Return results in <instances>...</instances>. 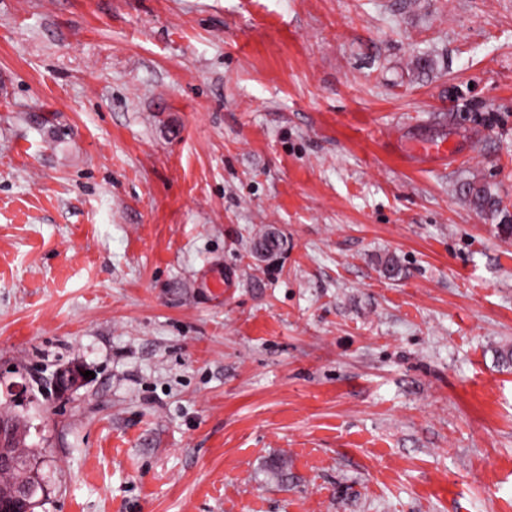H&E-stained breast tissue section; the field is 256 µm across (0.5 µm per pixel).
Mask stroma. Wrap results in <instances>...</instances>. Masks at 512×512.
I'll return each mask as SVG.
<instances>
[{
    "instance_id": "obj_1",
    "label": "stroma",
    "mask_w": 512,
    "mask_h": 512,
    "mask_svg": "<svg viewBox=\"0 0 512 512\" xmlns=\"http://www.w3.org/2000/svg\"><path fill=\"white\" fill-rule=\"evenodd\" d=\"M506 218L512 0H0L35 512H512ZM464 191L474 209L491 214L501 211V202L489 185L477 181L468 182ZM85 371H88L87 367L80 362L62 368L51 381L55 393L64 396L82 386L88 379L83 377Z\"/></svg>"
}]
</instances>
